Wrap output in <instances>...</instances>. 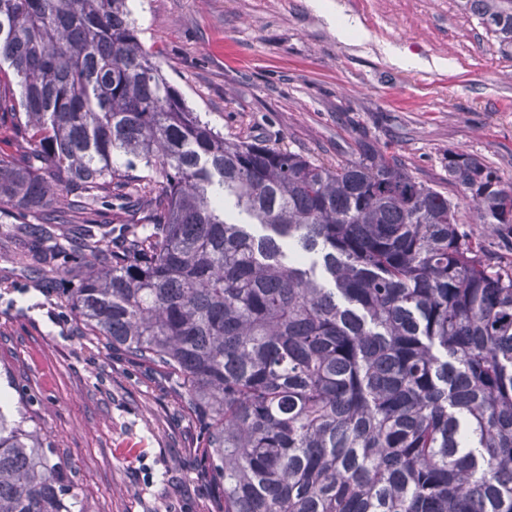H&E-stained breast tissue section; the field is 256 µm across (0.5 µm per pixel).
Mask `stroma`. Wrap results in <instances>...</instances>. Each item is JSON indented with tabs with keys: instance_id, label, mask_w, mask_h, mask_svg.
<instances>
[{
	"instance_id": "stroma-1",
	"label": "stroma",
	"mask_w": 512,
	"mask_h": 512,
	"mask_svg": "<svg viewBox=\"0 0 512 512\" xmlns=\"http://www.w3.org/2000/svg\"><path fill=\"white\" fill-rule=\"evenodd\" d=\"M144 49L224 132L325 162L392 145L447 187L448 153L512 182V56L456 0H130ZM361 30L342 39L335 18ZM415 59L405 67L398 56ZM0 391L67 463L85 512H215L197 431L164 382L86 334L33 271L0 261Z\"/></svg>"
}]
</instances>
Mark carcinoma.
Listing matches in <instances>:
<instances>
[{
    "instance_id": "obj_1",
    "label": "carcinoma",
    "mask_w": 512,
    "mask_h": 512,
    "mask_svg": "<svg viewBox=\"0 0 512 512\" xmlns=\"http://www.w3.org/2000/svg\"><path fill=\"white\" fill-rule=\"evenodd\" d=\"M512 49V0H460ZM10 262L165 379L217 512H512V184L448 150L447 192L385 145L326 164L227 138L127 0H0ZM124 158L123 166L115 157ZM155 191L145 192L154 176ZM109 198L129 220L113 234ZM0 407V512H84Z\"/></svg>"
}]
</instances>
